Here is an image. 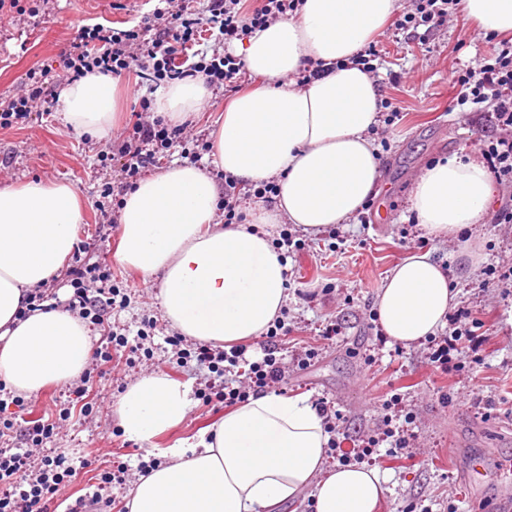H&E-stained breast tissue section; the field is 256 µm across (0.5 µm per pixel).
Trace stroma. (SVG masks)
Instances as JSON below:
<instances>
[{
	"mask_svg": "<svg viewBox=\"0 0 512 512\" xmlns=\"http://www.w3.org/2000/svg\"><path fill=\"white\" fill-rule=\"evenodd\" d=\"M156 3L53 0L48 15L24 14L0 24V98L22 93L30 72L57 67L82 30L128 29L151 14ZM378 42L385 78L381 95L399 115L386 131L373 135L380 182L371 221L338 225L334 238L324 229L298 230L305 247L288 258L283 317L292 333L275 352L290 376L272 391L333 402L357 437L370 434L386 409L394 426L417 432L423 448L413 461L389 457L382 447L375 453V466L387 479L380 512H497L505 493L512 491V470L504 466L512 459V296H503L493 283L512 265V224H496L487 217L462 233L460 241H472L478 248L480 262L474 271L462 264L460 241H401L402 227L415 221L410 194L416 178L437 160L478 153L477 139L489 132L485 112L454 104L451 74L477 69L495 53L497 41L462 11L423 39L396 35L387 27ZM134 87V80L118 79L113 125L99 138L67 127L58 108L33 115L25 127L0 128V158L9 164L0 187L40 178L75 188L84 203L77 241L93 243V259L110 266L111 285L124 299L123 306L106 309L85 325L92 346L108 337L117 343L109 362L91 355L83 371L86 394L75 393L70 384H51L25 395L0 381L1 452L11 454L20 446L25 419L63 423L12 477L14 485L24 486L38 470L55 467L63 473L56 492L44 497L46 512H68L75 501L92 493L98 496L92 512H122L129 488L104 484L105 473L119 465L133 470L143 461L164 464L160 449L179 445L223 419L224 406L206 402L205 396L233 383L242 372L238 366L216 373L197 370L191 363L178 365L176 350H193L196 343L164 318L160 277L115 259L120 211L113 205L103 214L97 207L111 174L102 167L100 152L139 107ZM232 97L228 88L214 87L193 116L201 158H209L204 144L211 141ZM420 249L455 272L457 306L470 309L489 338L481 353L466 348L455 352L458 370L449 375L429 362L427 341L400 349L379 337L378 290L391 269ZM332 323L341 333L325 338ZM307 349L316 351V358L298 365V353ZM150 372L189 384L192 399L184 422L151 446L127 439L116 416L120 397ZM477 396L490 408L489 418L472 409ZM477 451L484 455L485 471L468 493L466 472Z\"/></svg>",
	"mask_w": 512,
	"mask_h": 512,
	"instance_id": "1",
	"label": "stroma"
}]
</instances>
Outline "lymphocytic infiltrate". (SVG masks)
<instances>
[{"instance_id": "lymphocytic-infiltrate-1", "label": "lymphocytic infiltrate", "mask_w": 512, "mask_h": 512, "mask_svg": "<svg viewBox=\"0 0 512 512\" xmlns=\"http://www.w3.org/2000/svg\"><path fill=\"white\" fill-rule=\"evenodd\" d=\"M166 2L167 9L155 12L153 19L144 25L120 31L96 30L92 44L75 45L72 52L63 56L61 67L54 74L44 71L30 74L28 93L0 102V127L27 123L35 101L51 106L57 104L58 91L62 86L94 71L119 77L132 70L145 69L153 71L160 79L194 78L209 86L237 87L245 63L229 51L212 55L207 61L199 60L189 69H181L179 60L193 48L201 20L188 9L185 0ZM410 2V9L403 11L394 21V29L407 31L422 26L429 29L441 26L453 15L458 4V0ZM240 3L241 0H209V11L213 18L219 19V31L225 43H232L246 32L287 18L300 5L299 0H263L260 8L246 16L241 12ZM453 83L459 88L458 104L488 103L487 114L493 136L484 156L495 179L512 188V39L501 41L493 62L480 64L478 77H471L467 72L457 74ZM191 137L189 123L168 128L140 116L132 124L131 135L113 142L111 150L103 152L101 158L107 162L113 155H120L123 163L119 169V184L124 187L155 167L172 147L186 146ZM82 250V255L74 259L72 272L76 277V289L69 309L84 319L91 307L98 303L97 297L90 294L91 288L110 281L111 269L108 264L85 260L84 255L90 252V245H83ZM474 325L468 309L461 308L449 314L447 334L433 341L432 359L442 373L456 371L457 366L450 354L460 344H467L475 352L480 350L484 338L475 331ZM282 328V323L278 322L267 331L266 355L262 364L251 366L238 386H227L217 392L219 403L227 407L243 403L250 395L285 380L286 370L273 355ZM320 411L335 434L332 446L338 460L361 459L383 442L390 444L395 458L409 460L416 455L419 446L417 434L394 430L391 418L383 419L375 435L356 443L346 433L343 417L338 411L327 405L321 406Z\"/></svg>"}]
</instances>
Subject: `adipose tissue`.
Wrapping results in <instances>:
<instances>
[{"label": "adipose tissue", "instance_id": "adipose-tissue-1", "mask_svg": "<svg viewBox=\"0 0 512 512\" xmlns=\"http://www.w3.org/2000/svg\"><path fill=\"white\" fill-rule=\"evenodd\" d=\"M488 32L512 30V0H462ZM398 0H303L299 13L250 34L249 72L263 85L237 96L215 131L213 163L249 183L276 180L273 209L244 224L224 223L208 169L177 162L140 181L125 199L118 263L161 274L164 314L183 335L208 344L266 333L288 300V266L271 244L269 225L288 220L316 231L348 223L374 191L380 167L369 136L380 96L372 79L337 61L360 51L396 11ZM329 65L301 87L292 74L308 61ZM112 76L90 73L63 87V119L73 130L102 135L116 100ZM209 92L183 80L158 96L172 122L199 111ZM491 177L471 155L428 167L411 193L417 224L454 239L481 223ZM82 202L63 182L32 180L0 188V381L20 392L67 383L85 367L90 340L61 309L27 311L31 290L60 274L72 252ZM455 297L453 279L429 253L409 255L377 293L386 336L409 345L435 335ZM191 390L151 373L121 396L116 414L127 439L152 442L177 428ZM330 437L308 397L249 398L168 461L138 481L130 512H275L283 503L310 512H378V470L340 466L322 474Z\"/></svg>", "mask_w": 512, "mask_h": 512}]
</instances>
